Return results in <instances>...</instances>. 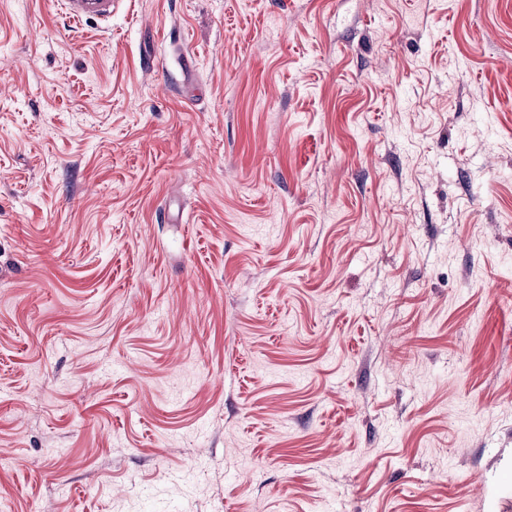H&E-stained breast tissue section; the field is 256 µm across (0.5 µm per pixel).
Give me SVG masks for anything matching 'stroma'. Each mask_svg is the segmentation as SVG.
I'll list each match as a JSON object with an SVG mask.
<instances>
[{"mask_svg":"<svg viewBox=\"0 0 512 512\" xmlns=\"http://www.w3.org/2000/svg\"><path fill=\"white\" fill-rule=\"evenodd\" d=\"M0 512H512V0H0ZM112 0H65L64 7L73 20L108 21L112 19Z\"/></svg>","mask_w":512,"mask_h":512,"instance_id":"stroma-1","label":"stroma"}]
</instances>
